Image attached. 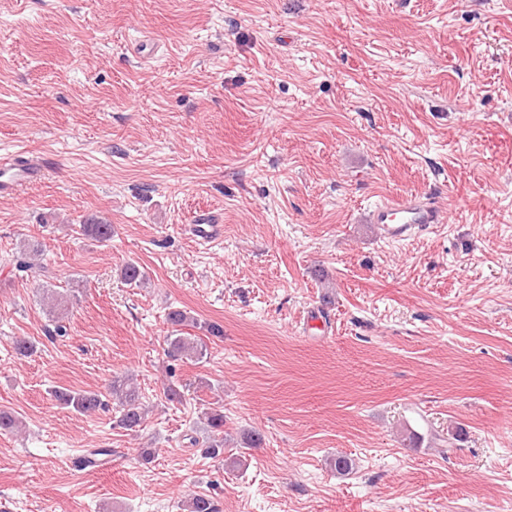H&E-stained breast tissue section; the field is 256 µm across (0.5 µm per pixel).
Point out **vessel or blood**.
I'll use <instances>...</instances> for the list:
<instances>
[{
  "label": "vessel or blood",
  "instance_id": "vessel-or-blood-1",
  "mask_svg": "<svg viewBox=\"0 0 512 512\" xmlns=\"http://www.w3.org/2000/svg\"><path fill=\"white\" fill-rule=\"evenodd\" d=\"M46 166V161L27 157L25 152L14 153L0 163V194L38 182ZM371 221L384 238L399 241L415 236L427 225L444 223L445 215L430 199L405 197L378 203L371 212Z\"/></svg>",
  "mask_w": 512,
  "mask_h": 512
}]
</instances>
